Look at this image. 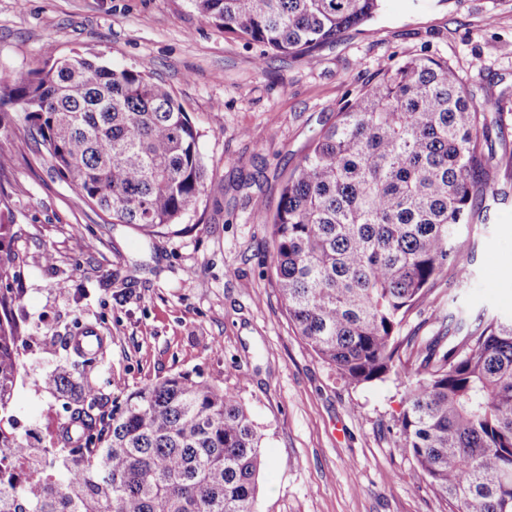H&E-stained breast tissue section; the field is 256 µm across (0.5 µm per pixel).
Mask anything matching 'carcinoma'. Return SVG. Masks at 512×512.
<instances>
[{
  "label": "carcinoma",
  "instance_id": "carcinoma-1",
  "mask_svg": "<svg viewBox=\"0 0 512 512\" xmlns=\"http://www.w3.org/2000/svg\"><path fill=\"white\" fill-rule=\"evenodd\" d=\"M209 24L264 48L305 55L373 20L383 0H190ZM53 168L76 195L146 236L178 233L208 188L200 134L143 67L76 53L11 81ZM512 120L504 93L473 101L448 62L415 57L380 69L321 129L289 173L272 220L274 269L295 331L347 384L410 374L398 447L452 505L512 512V320L455 307L468 284L461 229L512 196V150L491 133ZM448 296L431 336L400 334ZM0 317V411L21 363ZM74 401L75 466L0 512H257L263 434L224 387L174 374L140 387L100 427Z\"/></svg>",
  "mask_w": 512,
  "mask_h": 512
}]
</instances>
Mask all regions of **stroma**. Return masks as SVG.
<instances>
[{"instance_id":"1","label":"stroma","mask_w":512,"mask_h":512,"mask_svg":"<svg viewBox=\"0 0 512 512\" xmlns=\"http://www.w3.org/2000/svg\"><path fill=\"white\" fill-rule=\"evenodd\" d=\"M146 65L200 133L209 187L186 229L149 238L75 195L20 104L0 102V224L22 364L7 429L68 453V395L35 382L69 371L92 421L143 385L200 375L234 393L263 434L258 512H450L396 446L405 370L353 387L297 335L278 295L268 223L283 182L345 95L382 66L448 61L477 104L512 90V0H386L315 61L260 62L258 46L204 22L189 0H0V77L71 52ZM468 312L512 316V199L469 232ZM103 338L80 357L79 329Z\"/></svg>"}]
</instances>
